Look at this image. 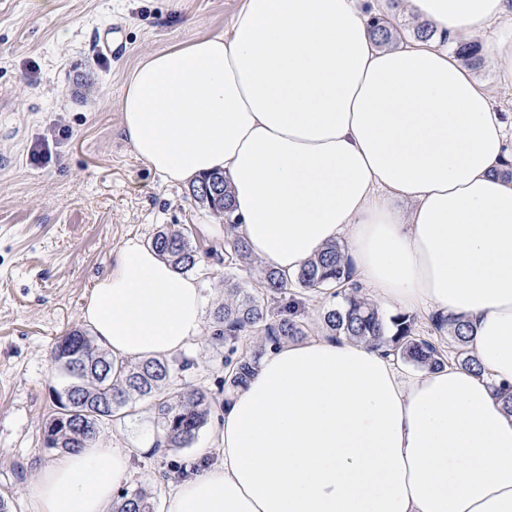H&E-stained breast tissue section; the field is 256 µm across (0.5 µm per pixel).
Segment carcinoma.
<instances>
[{
    "instance_id": "cac0c4a2",
    "label": "carcinoma",
    "mask_w": 512,
    "mask_h": 512,
    "mask_svg": "<svg viewBox=\"0 0 512 512\" xmlns=\"http://www.w3.org/2000/svg\"><path fill=\"white\" fill-rule=\"evenodd\" d=\"M370 31L380 45L392 38L388 17L370 19ZM452 51L466 64L483 60L478 43H454ZM194 202L224 220V301L212 311L213 340L224 343V395L234 394L255 373L270 347L309 336L308 325L289 309L272 315L271 305L288 290L299 287L314 294L337 288L342 302L321 316V332L347 336L375 349H382L402 362L430 369L452 359L473 371L481 370L471 344L473 326L462 317H430L431 331L421 334L413 314L385 318L362 294L345 260L344 246L334 243L308 260L292 276L254 264L247 243L235 233L231 199L224 175L212 173L191 186ZM152 245L182 273L205 270L209 252H201L190 232L174 225L156 233ZM252 265L254 286L239 281L235 271ZM450 337L445 344L444 336ZM51 363L65 377L52 389L56 411L45 422L42 445L47 450L77 451L100 438L105 426L124 421L136 402L146 404L157 424L156 448H188L211 414L212 397L201 385L182 386L175 371L185 363L175 358H147L119 367L112 355L74 329L55 338ZM112 512H155L153 496L146 486L123 490L114 498Z\"/></svg>"
}]
</instances>
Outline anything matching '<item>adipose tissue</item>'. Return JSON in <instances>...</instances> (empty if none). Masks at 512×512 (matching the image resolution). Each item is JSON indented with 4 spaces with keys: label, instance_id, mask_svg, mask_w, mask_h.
<instances>
[{
    "label": "adipose tissue",
    "instance_id": "1",
    "mask_svg": "<svg viewBox=\"0 0 512 512\" xmlns=\"http://www.w3.org/2000/svg\"><path fill=\"white\" fill-rule=\"evenodd\" d=\"M456 42L512 0H402ZM367 0H242L229 29L138 63L119 101L136 156L169 184L219 171L253 257L288 274L346 240L385 306L462 316L480 372L436 371L345 336L269 350L224 406L222 457L163 512H512V118L429 41L382 46ZM196 277L128 235L80 309L114 363L205 336ZM134 449L60 451L19 494L32 512H112Z\"/></svg>",
    "mask_w": 512,
    "mask_h": 512
}]
</instances>
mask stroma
I'll return each mask as SVG.
<instances>
[{
	"label": "stroma",
	"instance_id": "1",
	"mask_svg": "<svg viewBox=\"0 0 512 512\" xmlns=\"http://www.w3.org/2000/svg\"><path fill=\"white\" fill-rule=\"evenodd\" d=\"M240 0H0V495L30 512L18 489L51 451L41 444L60 377L55 337L80 328L86 293L121 242L151 240L163 225L191 230L210 250L206 308L224 290V226L188 187L169 185L138 159L120 131L118 100L144 57L228 27ZM117 41L99 50L104 30ZM177 380L211 388L216 402L193 447L146 451L130 487L156 499L157 474L194 469L196 449L218 450L224 347L203 337L178 355Z\"/></svg>",
	"mask_w": 512,
	"mask_h": 512
}]
</instances>
